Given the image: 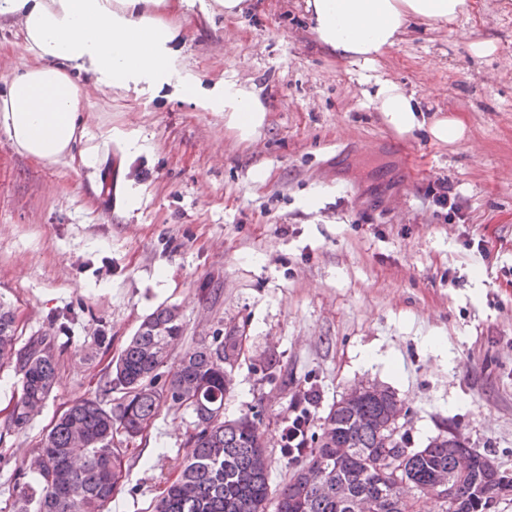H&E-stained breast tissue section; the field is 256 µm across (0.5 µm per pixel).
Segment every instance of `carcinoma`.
<instances>
[{
    "label": "carcinoma",
    "mask_w": 512,
    "mask_h": 512,
    "mask_svg": "<svg viewBox=\"0 0 512 512\" xmlns=\"http://www.w3.org/2000/svg\"><path fill=\"white\" fill-rule=\"evenodd\" d=\"M14 323L13 313L0 305V366L12 363L20 376L21 401L11 424L21 429L49 397L57 357L55 339L47 334L15 348ZM158 325L166 326L167 335L152 331ZM183 331L176 307L144 318L105 382L106 390L121 393L119 402L108 409L83 398L58 417L26 463L35 480L22 487L16 512H105L126 467L125 452L112 442L114 430L122 428L128 438L141 435L168 400L191 416L192 449L153 512H350L348 500L357 496L370 499L373 512H419L395 476L428 494L438 474L453 472L456 446L448 437L461 441L460 433L442 430L414 448L400 431L387 449L373 426L388 410L386 400L367 398L353 408L336 401L319 418V431L302 427L300 446L280 448L295 468L271 490L272 460L259 424L247 416L224 418V362L238 355L233 337L214 336L187 348L168 380L159 382V369ZM501 482L475 454L445 512H485L487 502L499 497Z\"/></svg>",
    "instance_id": "1"
}]
</instances>
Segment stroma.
Masks as SVG:
<instances>
[{"mask_svg":"<svg viewBox=\"0 0 512 512\" xmlns=\"http://www.w3.org/2000/svg\"><path fill=\"white\" fill-rule=\"evenodd\" d=\"M182 37L203 82L252 78L266 108L254 140L225 129L223 113L106 89L91 93L79 145L96 151V171L31 159L0 134V301L17 347L47 333L58 358L21 430L8 425L20 378L0 370V512H14L21 463L64 408L114 405L110 361L170 306L185 328L173 358L240 334L224 414L258 422L273 484L293 470L280 447L298 396L317 393V418L361 382L396 394L415 445L448 428L512 472V0H469L377 62L429 115L463 121L452 145L392 131L359 68L318 44L304 0H248L228 21L194 0ZM473 40L496 50L475 58ZM111 127L140 131L143 150L104 141ZM442 181L460 218L425 195ZM190 421L166 405L125 442L108 512H151L187 456Z\"/></svg>","mask_w":512,"mask_h":512,"instance_id":"obj_1","label":"stroma"}]
</instances>
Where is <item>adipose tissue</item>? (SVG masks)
Wrapping results in <instances>:
<instances>
[{
  "instance_id": "ef3b65f1",
  "label": "adipose tissue",
  "mask_w": 512,
  "mask_h": 512,
  "mask_svg": "<svg viewBox=\"0 0 512 512\" xmlns=\"http://www.w3.org/2000/svg\"><path fill=\"white\" fill-rule=\"evenodd\" d=\"M191 0H0V22L20 28L18 44L31 55L0 93V133L21 155L48 163L73 157L95 168L96 153L76 152L89 134L88 86L123 96H160L223 113L227 128L249 139L265 108L254 85L224 79L204 86L184 63L178 17ZM467 10V0H305L310 30L337 59L374 70L411 24H447ZM366 96L401 136L425 129L448 144L461 140L454 119H429L420 101L400 84L375 79Z\"/></svg>"
}]
</instances>
